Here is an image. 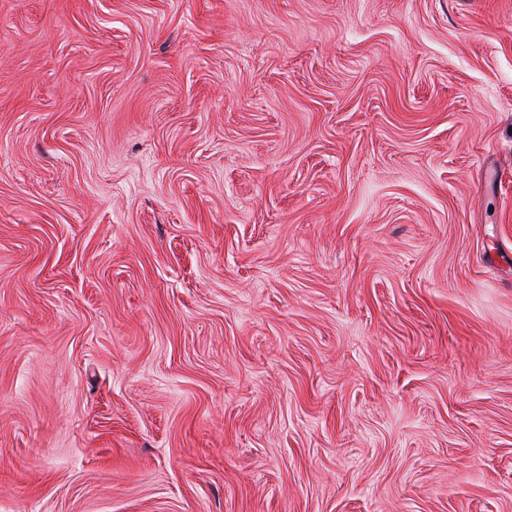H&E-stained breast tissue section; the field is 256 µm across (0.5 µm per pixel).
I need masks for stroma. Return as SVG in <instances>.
<instances>
[{
  "label": "stroma",
  "mask_w": 512,
  "mask_h": 512,
  "mask_svg": "<svg viewBox=\"0 0 512 512\" xmlns=\"http://www.w3.org/2000/svg\"><path fill=\"white\" fill-rule=\"evenodd\" d=\"M0 512H512V0H0Z\"/></svg>",
  "instance_id": "stroma-1"
}]
</instances>
